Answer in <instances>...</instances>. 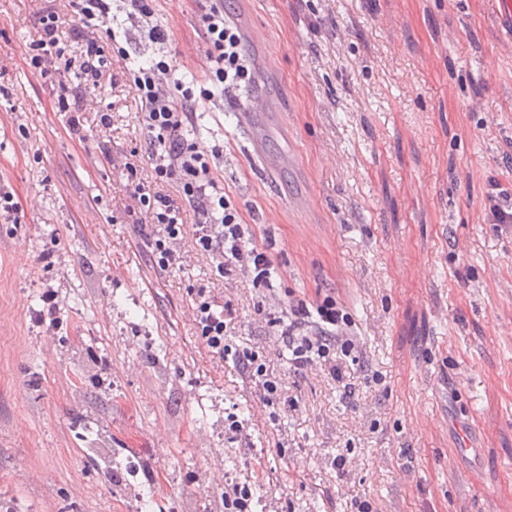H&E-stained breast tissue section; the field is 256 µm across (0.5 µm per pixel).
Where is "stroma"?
I'll return each instance as SVG.
<instances>
[{
    "mask_svg": "<svg viewBox=\"0 0 512 512\" xmlns=\"http://www.w3.org/2000/svg\"><path fill=\"white\" fill-rule=\"evenodd\" d=\"M496 0H224L245 29L249 95L194 124L224 148V188L275 242L274 288L215 275L185 232L177 267L149 261L114 155L144 154L139 102L98 95L86 146L25 57L37 0H0V502L18 512H512V234L483 217L512 163V17ZM180 71L207 81L197 0H159ZM206 289L231 339L263 347L293 407L209 352L191 317ZM333 297L361 344L343 383L295 371L265 314ZM55 306L58 324L41 311ZM343 466H336V457ZM36 478L13 481L19 466ZM253 487L249 485L233 486L230 491H224V510L228 512H251Z\"/></svg>",
    "mask_w": 512,
    "mask_h": 512,
    "instance_id": "stroma-1",
    "label": "stroma"
}]
</instances>
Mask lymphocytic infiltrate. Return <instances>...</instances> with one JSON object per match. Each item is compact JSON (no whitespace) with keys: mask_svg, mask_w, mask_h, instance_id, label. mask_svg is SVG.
<instances>
[{"mask_svg":"<svg viewBox=\"0 0 512 512\" xmlns=\"http://www.w3.org/2000/svg\"><path fill=\"white\" fill-rule=\"evenodd\" d=\"M56 0H45L33 19L35 35L29 44L26 64L41 76L52 78L59 111L69 113L68 135L85 142L88 134L79 117L91 93L120 63L122 75L141 104L139 123L148 143L147 163L154 189L136 184L128 193L137 223L150 226L153 234L151 261L162 270L177 265L174 248L182 240L187 215H194V243L212 258L215 273L226 277L243 271L254 286L269 288L280 272L272 257L274 244L245 224L240 209L224 190L218 174V149H205L188 138V127L199 109L217 99L235 101L238 92L253 81V68L243 49L242 33L224 15V0H202L200 38L209 64V87L194 88L179 74L162 46L170 32L155 23L157 0H66L58 10ZM125 13L135 23L148 25L152 52H129L131 37L110 27L113 12ZM179 188L171 197L166 184ZM488 223L512 229V166L487 179ZM318 315L320 335L304 333L310 315ZM289 321L280 327L289 363L297 369L322 367L333 379H341V365L358 349L351 332L352 320L335 299L325 298L316 309L304 301L289 307ZM230 307H216L206 293H199L194 321L210 352L233 363L255 381L267 408L283 401L282 385L268 376L262 352L230 343Z\"/></svg>","mask_w":512,"mask_h":512,"instance_id":"f902f5d3","label":"lymphocytic infiltrate"}]
</instances>
